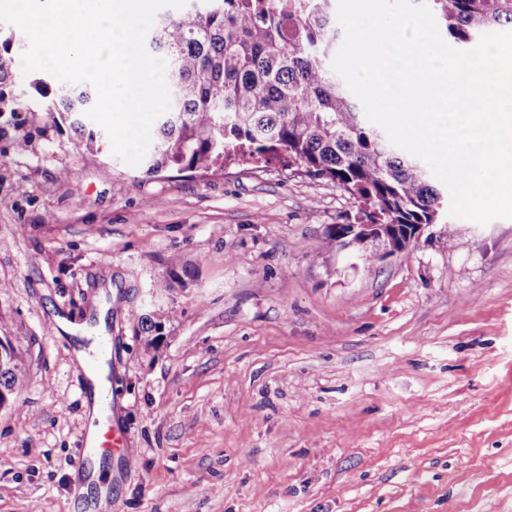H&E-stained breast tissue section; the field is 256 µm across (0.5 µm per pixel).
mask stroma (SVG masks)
<instances>
[{
    "mask_svg": "<svg viewBox=\"0 0 512 512\" xmlns=\"http://www.w3.org/2000/svg\"><path fill=\"white\" fill-rule=\"evenodd\" d=\"M4 92L0 336L27 383L0 409V512H81L83 334L126 436L105 512H512V219L351 264L330 183L150 176Z\"/></svg>",
    "mask_w": 512,
    "mask_h": 512,
    "instance_id": "stroma-1",
    "label": "stroma"
}]
</instances>
